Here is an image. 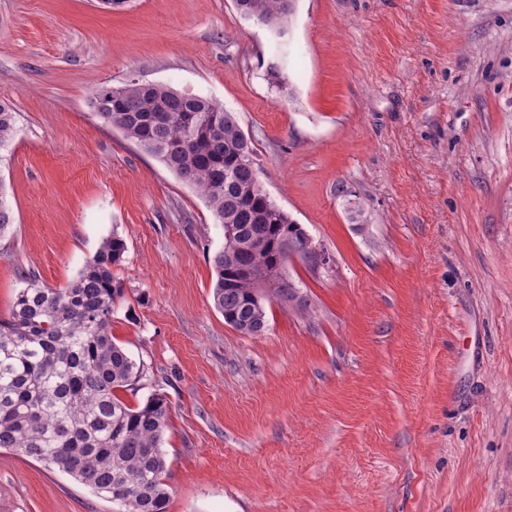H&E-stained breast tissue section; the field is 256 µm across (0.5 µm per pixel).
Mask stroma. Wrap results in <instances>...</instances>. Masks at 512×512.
<instances>
[{"instance_id": "35a3bbf8", "label": "stroma", "mask_w": 512, "mask_h": 512, "mask_svg": "<svg viewBox=\"0 0 512 512\" xmlns=\"http://www.w3.org/2000/svg\"><path fill=\"white\" fill-rule=\"evenodd\" d=\"M132 79L234 113L331 256L285 267L312 318L225 323L204 199L88 106ZM0 99V317L125 240L112 336L126 402H169L168 512H512V0H297L281 37L233 0H0ZM0 512L123 507L0 449ZM16 112L10 103L0 100V150L16 136Z\"/></svg>"}]
</instances>
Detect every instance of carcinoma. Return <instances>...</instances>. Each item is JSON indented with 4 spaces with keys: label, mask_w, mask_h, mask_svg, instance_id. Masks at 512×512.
Listing matches in <instances>:
<instances>
[{
    "label": "carcinoma",
    "mask_w": 512,
    "mask_h": 512,
    "mask_svg": "<svg viewBox=\"0 0 512 512\" xmlns=\"http://www.w3.org/2000/svg\"><path fill=\"white\" fill-rule=\"evenodd\" d=\"M294 2L234 0L242 18L257 15L278 36ZM88 104L195 187L216 223L233 225L213 258V301L226 324L245 335L265 330L259 276L272 271V298L310 315L307 296L281 274L288 253H306L305 229L260 188L254 145L233 113L201 95L134 81L103 85ZM16 133V112L0 100V149ZM14 221L0 186V236ZM125 251L123 238L106 239L65 288L23 278L0 317V448L69 475L126 512H166L160 443L168 400L155 393L131 406L121 397L147 377L112 339V315L125 294L112 268Z\"/></svg>",
    "instance_id": "obj_1"
}]
</instances>
